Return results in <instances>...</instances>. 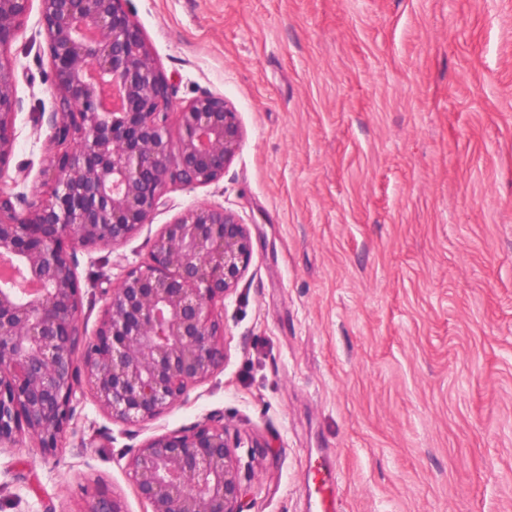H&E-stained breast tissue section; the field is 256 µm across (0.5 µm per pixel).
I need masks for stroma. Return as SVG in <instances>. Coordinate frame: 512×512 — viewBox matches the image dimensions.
I'll return each mask as SVG.
<instances>
[{
  "label": "stroma",
  "instance_id": "stroma-1",
  "mask_svg": "<svg viewBox=\"0 0 512 512\" xmlns=\"http://www.w3.org/2000/svg\"><path fill=\"white\" fill-rule=\"evenodd\" d=\"M173 90L239 114L218 182L169 188L116 248L78 253L85 328L162 225L221 206L252 258L224 365L127 431L78 391L55 454L0 449V512H151L126 463L209 418L239 443L245 512H512V0H128ZM40 3L10 44L19 108L0 184L40 183L55 92ZM307 481L315 485V493H310L308 497V512H339L336 495L329 487L330 477L326 473L316 470L308 475ZM83 512H127L121 499L112 495L95 494L87 500Z\"/></svg>",
  "mask_w": 512,
  "mask_h": 512
}]
</instances>
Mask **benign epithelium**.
<instances>
[{"mask_svg":"<svg viewBox=\"0 0 512 512\" xmlns=\"http://www.w3.org/2000/svg\"><path fill=\"white\" fill-rule=\"evenodd\" d=\"M31 0H0V170L14 146V67L4 49ZM127 0H40L55 89L42 169L47 191L0 189V260L14 261L30 297L0 286V447H60L73 397L89 387L112 419L144 426L224 364V312L252 257L247 225L220 206L193 205L126 273L87 338L79 250L115 248L151 223L167 187L217 182L242 140L238 112L203 92L178 112ZM224 424L145 440L127 469L151 512H244L240 459ZM83 512H127L95 494Z\"/></svg>","mask_w":512,"mask_h":512,"instance_id":"7a95c632","label":"benign epithelium"}]
</instances>
